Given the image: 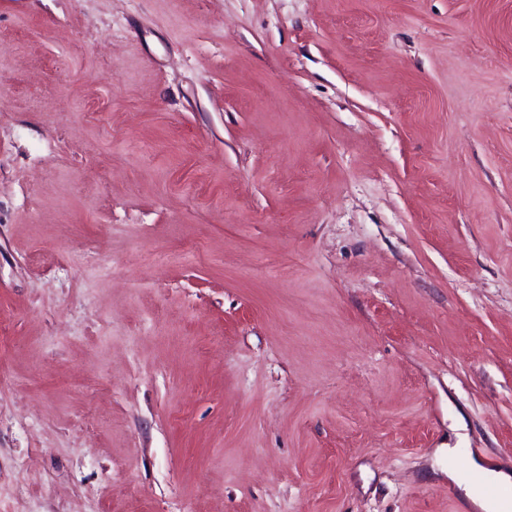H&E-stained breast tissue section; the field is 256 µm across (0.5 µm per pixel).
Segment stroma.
<instances>
[{
    "instance_id": "35a3bbf8",
    "label": "stroma",
    "mask_w": 512,
    "mask_h": 512,
    "mask_svg": "<svg viewBox=\"0 0 512 512\" xmlns=\"http://www.w3.org/2000/svg\"><path fill=\"white\" fill-rule=\"evenodd\" d=\"M469 456L512 0H0V512H465Z\"/></svg>"
}]
</instances>
